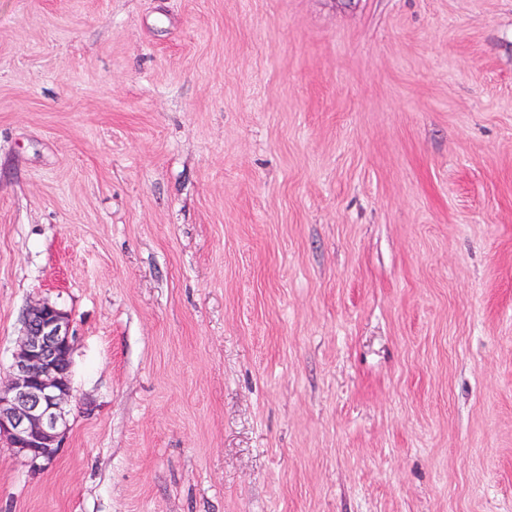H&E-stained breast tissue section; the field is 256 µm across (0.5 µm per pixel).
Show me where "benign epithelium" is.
<instances>
[{
  "instance_id": "obj_1",
  "label": "benign epithelium",
  "mask_w": 512,
  "mask_h": 512,
  "mask_svg": "<svg viewBox=\"0 0 512 512\" xmlns=\"http://www.w3.org/2000/svg\"><path fill=\"white\" fill-rule=\"evenodd\" d=\"M73 339L67 312L34 302L11 372L0 383V443L35 468L54 460L67 428Z\"/></svg>"
}]
</instances>
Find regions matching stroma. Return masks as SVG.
I'll return each mask as SVG.
<instances>
[{
	"mask_svg": "<svg viewBox=\"0 0 512 512\" xmlns=\"http://www.w3.org/2000/svg\"><path fill=\"white\" fill-rule=\"evenodd\" d=\"M0 512H512V0H0ZM73 339L67 312L34 302L11 372L0 384V443L35 468L54 460L67 428Z\"/></svg>",
	"mask_w": 512,
	"mask_h": 512,
	"instance_id": "stroma-1",
	"label": "stroma"
}]
</instances>
